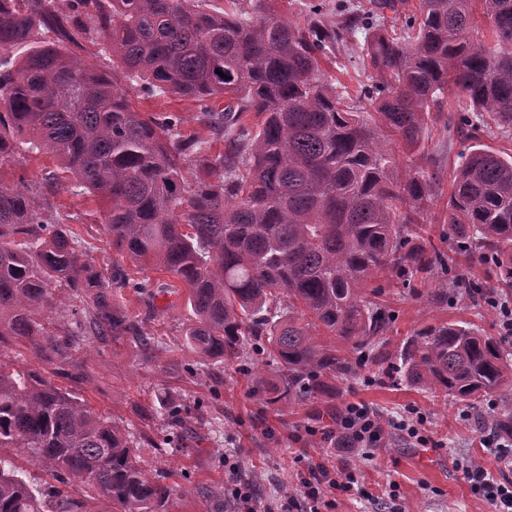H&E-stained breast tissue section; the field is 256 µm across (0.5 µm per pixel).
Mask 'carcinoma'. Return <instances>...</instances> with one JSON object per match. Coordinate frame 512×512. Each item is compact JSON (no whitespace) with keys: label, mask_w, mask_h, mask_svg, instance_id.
<instances>
[{"label":"carcinoma","mask_w":512,"mask_h":512,"mask_svg":"<svg viewBox=\"0 0 512 512\" xmlns=\"http://www.w3.org/2000/svg\"><path fill=\"white\" fill-rule=\"evenodd\" d=\"M477 4L491 41L474 18ZM386 9L396 11L395 0L342 4L334 14L312 3L301 28L269 14V0H252L249 11L212 0H0V164L22 147L59 158L70 191L108 206L112 247L186 286L195 314L189 352L239 365L252 353L277 365L278 377L255 379L270 405H328L334 382L393 359L409 385L457 403L512 400L504 340L450 322L408 338L394 355L383 339L392 316L366 293L387 272L409 286L452 270L455 258L418 222L437 179L411 153L451 93L469 103L459 121L473 131L490 120L512 128V0H419L418 13L392 30ZM87 18L127 87L69 50ZM351 44L348 62L376 75L357 95L320 69ZM132 91L195 99L196 120L224 151L184 136L174 112H137ZM248 112L263 123L249 125ZM393 135L407 159L386 140ZM458 158L440 236L512 288V156L475 144ZM186 165L196 171L192 187ZM40 199L35 185L0 182V346L22 339L58 371L93 339L128 337L150 349L155 338L125 311V271L104 277ZM450 291L488 295L461 274L438 301ZM187 414L168 398L142 418H161L175 438ZM147 440L40 369L0 359V512H88L68 491L74 485L116 512H168L166 470L137 454ZM3 448L27 449L54 482ZM200 496L210 512H224V488Z\"/></svg>","instance_id":"1"}]
</instances>
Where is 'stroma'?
I'll return each instance as SVG.
<instances>
[{
  "label": "stroma",
  "instance_id": "stroma-1",
  "mask_svg": "<svg viewBox=\"0 0 512 512\" xmlns=\"http://www.w3.org/2000/svg\"><path fill=\"white\" fill-rule=\"evenodd\" d=\"M132 106L143 115L175 112L182 119L185 135L207 137L197 121V108L191 97L167 94L156 98L131 95ZM464 99L448 97L441 110L432 112L419 152L424 167L437 175L439 190L429 208L430 224L442 225L447 214L451 174L457 155L465 146L482 143L503 156L512 155V132L498 129L477 134L463 132L448 138L444 122L448 116L466 114ZM39 186L49 209L68 219L69 226L84 252L94 259L104 274L113 266L125 270L132 283L149 281L151 293L125 292L126 311L140 321L145 333L163 338L165 345L151 353L128 340H94L79 349L75 358L86 378L74 382L51 374L59 387L75 392L96 411L147 429L151 444L138 451L146 463L168 469V484L173 492L170 512H207L208 504L197 492L198 486H227L225 461L238 465V476L257 492L256 500L265 504L283 492L298 488L311 464L329 469H346L354 477V488H324L329 506L324 512H378L390 490H397L406 512H493L492 505L474 495L464 479L461 463L475 459L489 472L498 473L493 455L483 446V438L493 427L498 407L482 403L479 410L443 402L428 391L408 386L399 374L387 376L364 372L338 385L331 408L318 404L302 405L278 413L267 408L263 397L253 392L255 378L272 377L275 364L255 359L245 366L221 363L200 364L193 354L178 351L183 332L192 321L182 282L164 270L144 268L113 248L105 220V203L87 195L67 191L70 175L52 153L28 152L0 165V182L13 184L18 179ZM378 302L391 309L394 320L385 334L389 350L401 348L407 337L443 322H467L486 335L500 336L501 306L512 308V292L492 294L482 302L458 300L429 304L427 294L437 290L434 281L403 286L395 274L379 276ZM181 400L191 420L184 438L168 452H160L165 432L159 423L145 424L138 410L162 396ZM350 403H361L371 410L398 421L409 412L423 416V426L433 445L423 447L406 441L400 431L388 429L372 447L371 459L358 451H338L328 431L336 430L337 414ZM315 427L308 435L306 427Z\"/></svg>",
  "mask_w": 512,
  "mask_h": 512
}]
</instances>
